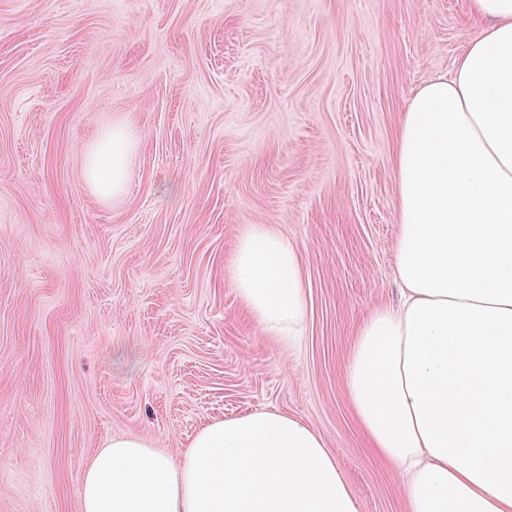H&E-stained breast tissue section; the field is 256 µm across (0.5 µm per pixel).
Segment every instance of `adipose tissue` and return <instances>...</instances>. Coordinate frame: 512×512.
<instances>
[{
    "mask_svg": "<svg viewBox=\"0 0 512 512\" xmlns=\"http://www.w3.org/2000/svg\"><path fill=\"white\" fill-rule=\"evenodd\" d=\"M484 24L450 75L409 99L393 153L397 304L357 331L345 381L408 512H512V0H470ZM117 122L84 160L99 197L131 177ZM236 291L262 332L299 335L297 251L264 225L240 238ZM82 512H359L323 436L260 410L205 424L181 457L115 437L82 472Z\"/></svg>",
    "mask_w": 512,
    "mask_h": 512,
    "instance_id": "ef3b65f1",
    "label": "adipose tissue"
}]
</instances>
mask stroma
Returning <instances> with one entry per match:
<instances>
[{"label":"stroma","mask_w":512,"mask_h":512,"mask_svg":"<svg viewBox=\"0 0 512 512\" xmlns=\"http://www.w3.org/2000/svg\"><path fill=\"white\" fill-rule=\"evenodd\" d=\"M480 30L468 0H0V512H81L112 437L177 457L256 410L320 432L359 512H407L344 367L398 298L401 115ZM119 121L132 177L104 201L85 153ZM253 224L299 254L294 341L236 292Z\"/></svg>","instance_id":"1"}]
</instances>
